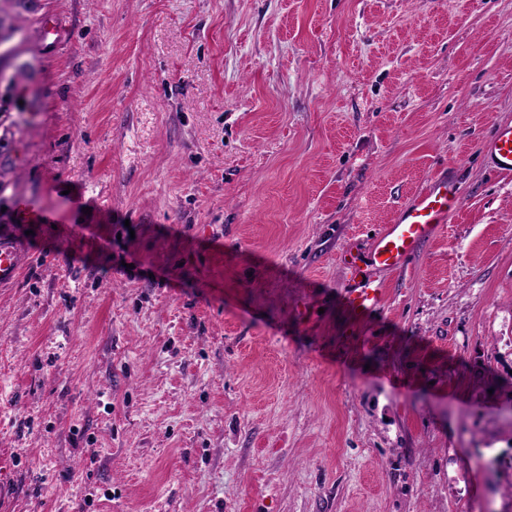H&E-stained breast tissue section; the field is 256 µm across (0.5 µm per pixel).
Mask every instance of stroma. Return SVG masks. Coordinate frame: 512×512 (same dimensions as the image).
<instances>
[{
  "label": "stroma",
  "instance_id": "obj_1",
  "mask_svg": "<svg viewBox=\"0 0 512 512\" xmlns=\"http://www.w3.org/2000/svg\"><path fill=\"white\" fill-rule=\"evenodd\" d=\"M0 36V512H512V0H6ZM447 169L354 322L341 253ZM512 123L498 124L485 143V152L491 167L498 172H512ZM28 253L21 240L0 232V288H11L18 281Z\"/></svg>",
  "mask_w": 512,
  "mask_h": 512
}]
</instances>
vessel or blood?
<instances>
[{
    "mask_svg": "<svg viewBox=\"0 0 512 512\" xmlns=\"http://www.w3.org/2000/svg\"><path fill=\"white\" fill-rule=\"evenodd\" d=\"M485 152L495 171L512 172V123L496 126L485 143ZM459 203L455 182L444 175L434 177L366 247L343 254L351 283L343 289L341 300L353 320L366 318L380 304L376 273L401 270L421 245L442 229L449 211ZM27 261L28 254L21 240L0 233V288L13 287Z\"/></svg>",
    "mask_w": 512,
    "mask_h": 512,
    "instance_id": "vessel-or-blood-1",
    "label": "vessel or blood"
}]
</instances>
